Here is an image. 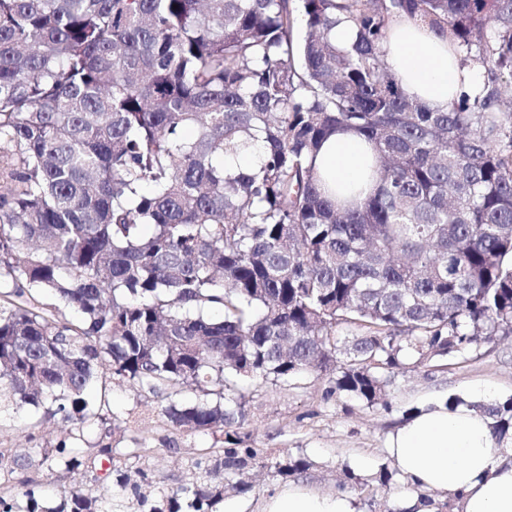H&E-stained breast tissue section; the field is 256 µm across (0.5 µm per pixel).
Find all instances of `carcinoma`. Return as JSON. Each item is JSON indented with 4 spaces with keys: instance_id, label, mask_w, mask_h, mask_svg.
Segmentation results:
<instances>
[{
    "instance_id": "carcinoma-1",
    "label": "carcinoma",
    "mask_w": 512,
    "mask_h": 512,
    "mask_svg": "<svg viewBox=\"0 0 512 512\" xmlns=\"http://www.w3.org/2000/svg\"><path fill=\"white\" fill-rule=\"evenodd\" d=\"M400 17L448 34L483 94L410 95L383 51ZM511 86L512 0H0V413L98 427L39 465L111 474L112 383L149 393L222 444L156 512H218L260 459L233 430L245 384L331 371L372 408L377 370L511 336ZM345 129L376 164L342 199L314 160ZM250 147L260 165L229 166ZM474 408L512 435V397ZM31 465L0 448V474ZM24 496L0 512H112Z\"/></svg>"
}]
</instances>
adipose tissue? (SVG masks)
Returning a JSON list of instances; mask_svg holds the SVG:
<instances>
[{"mask_svg":"<svg viewBox=\"0 0 512 512\" xmlns=\"http://www.w3.org/2000/svg\"><path fill=\"white\" fill-rule=\"evenodd\" d=\"M386 59L405 90L435 109L459 94H478L480 70L460 69L445 35L404 18L391 22L384 44ZM374 153L365 139L339 132L321 148L316 166L329 185L366 186ZM387 448L413 493L406 512H434L419 491L458 498L461 512H512V462L497 463L489 420L481 412L429 400L393 433ZM261 512H356L345 493L322 494L292 485L271 496Z\"/></svg>","mask_w":512,"mask_h":512,"instance_id":"ef3b65f1","label":"adipose tissue"}]
</instances>
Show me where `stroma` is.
Wrapping results in <instances>:
<instances>
[{
	"label": "stroma",
	"mask_w": 512,
	"mask_h": 512,
	"mask_svg": "<svg viewBox=\"0 0 512 512\" xmlns=\"http://www.w3.org/2000/svg\"><path fill=\"white\" fill-rule=\"evenodd\" d=\"M333 373L313 374L295 383H260L246 394L239 432L245 446L265 455L306 457L311 467L298 476V484L322 493L342 491L350 495L356 512H403L410 489L386 448L391 433L407 421L423 398L457 396L464 403L477 401L479 388H489L498 399L512 397V336H496L463 363L433 360L405 366L388 381L387 406L365 408L345 393L336 391ZM110 407L123 429L112 437L130 481L118 485L95 470L82 469L67 477L48 473L38 465L0 481V496L17 497L24 481L49 502L62 492L93 489L111 497L120 512H150L165 492L192 480L196 469L191 459L198 449L211 447V435L182 434L168 427L161 403L153 395L125 386L112 389ZM65 434L55 422L31 408L0 421V448L36 453L39 447L56 445ZM176 449H169V442ZM393 477L381 486L379 472ZM352 478H345V471ZM254 486L247 492H227L225 504L240 512H260L264 499L283 487L272 469L254 465Z\"/></svg>",
	"instance_id": "35a3bbf8"
}]
</instances>
